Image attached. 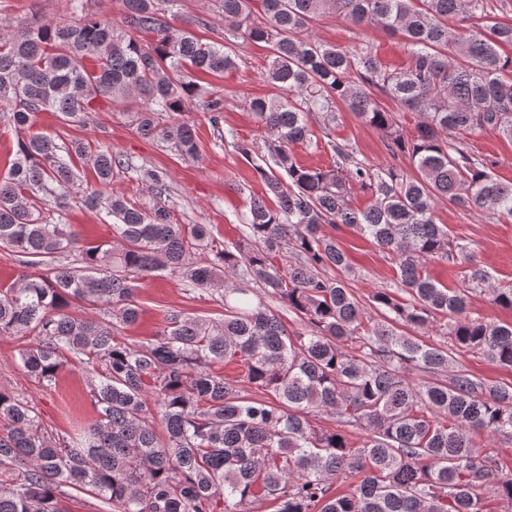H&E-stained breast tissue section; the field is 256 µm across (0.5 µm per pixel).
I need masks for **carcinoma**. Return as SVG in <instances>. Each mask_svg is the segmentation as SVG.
<instances>
[{"label":"carcinoma","mask_w":512,"mask_h":512,"mask_svg":"<svg viewBox=\"0 0 512 512\" xmlns=\"http://www.w3.org/2000/svg\"><path fill=\"white\" fill-rule=\"evenodd\" d=\"M71 2L70 19L27 25L0 42V103L15 132H28L0 180V248L41 268L0 288V336L33 337L22 368L46 386L72 358L97 374V417L74 438H52L28 402L0 390V512H64L63 487L118 512H217L221 499L224 512L259 500L275 512H486L487 494L512 504V476L473 441L512 435V383L453 367L464 351L512 368V323L469 313L479 288L512 310V287L494 285L470 248L435 221L442 200L512 216V183L467 142L477 131L512 140V57L499 51L512 46V24L490 17L491 0H215L234 38L270 46L265 78L281 91L249 103L269 140L254 164L266 195L249 197L242 214L247 247L215 244L207 224L173 222L162 201L169 186L153 170L143 173L156 198L150 206L113 190L85 196L112 218L107 246L82 245L68 225L46 220L43 204L60 216L69 206L75 160L89 163L105 189L130 163L109 147H62L30 132L37 113L81 122L96 100L134 93L142 135L194 160V125L179 116L198 108L217 127L224 96L192 73L237 68L231 47L167 21L174 0H122L125 26L153 35L149 44L86 10L87 0ZM327 12L400 35L407 67L388 68L371 46L350 52L312 38V23ZM450 18L461 27L449 30ZM385 98L419 114L412 134L400 130ZM341 104L384 133L390 161L369 164L327 131L330 166L296 161L293 145L319 147L310 115L321 113L327 128ZM356 187L370 196L363 210L350 206ZM340 224L395 259L394 285L405 298L388 288L372 294L378 319L341 277L347 255L323 230ZM72 253L75 262L56 263ZM201 254L210 256L203 265ZM435 260L458 264L463 286L435 281L426 272ZM159 272L198 289L224 288V317L172 311L150 342L133 347L118 328L138 321V283ZM244 280L293 311L304 331L288 330L253 301L238 286ZM79 303L95 314L76 311ZM439 316L451 347L408 333ZM232 361L243 368L238 381L213 369ZM411 368L446 379L416 385ZM241 382L266 397H245ZM316 409L363 429L361 445L312 426ZM339 477L351 480L349 492H333Z\"/></svg>","instance_id":"carcinoma-1"}]
</instances>
